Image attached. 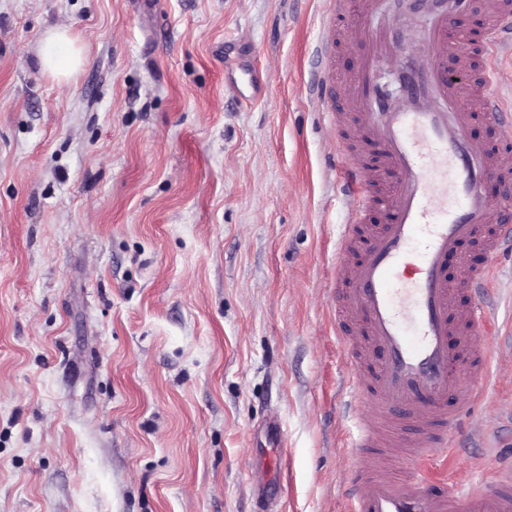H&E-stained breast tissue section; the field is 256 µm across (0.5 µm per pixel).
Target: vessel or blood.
I'll return each instance as SVG.
<instances>
[{"label": "vessel or blood", "instance_id": "obj_1", "mask_svg": "<svg viewBox=\"0 0 512 512\" xmlns=\"http://www.w3.org/2000/svg\"><path fill=\"white\" fill-rule=\"evenodd\" d=\"M384 2L336 0L323 19L316 82L350 202L337 246L354 261L338 263L332 279L336 338L366 367L345 379L339 402L356 473L346 512H512V466L467 486L428 479L429 462L447 456L490 377L478 338L497 312L480 292L494 260L512 249V208L487 190L512 156V89L503 90L496 63L498 53L512 54V0H494L462 53L448 31L473 0H444L410 51L377 25ZM344 43L372 52L342 75ZM384 58L402 64L401 97L375 77ZM479 112L494 133L482 148L467 134ZM373 210L384 224H366ZM465 240L483 261L460 257L449 270ZM368 406L375 417H365Z\"/></svg>", "mask_w": 512, "mask_h": 512}]
</instances>
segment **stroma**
Segmentation results:
<instances>
[{
  "mask_svg": "<svg viewBox=\"0 0 512 512\" xmlns=\"http://www.w3.org/2000/svg\"><path fill=\"white\" fill-rule=\"evenodd\" d=\"M328 6L0 0V512H345ZM54 25L68 82L38 59ZM482 343L447 478L512 459V329ZM69 31L53 26L46 29L41 40L39 57L42 68L59 81H67L84 61L82 50L75 46Z\"/></svg>",
  "mask_w": 512,
  "mask_h": 512,
  "instance_id": "obj_1",
  "label": "stroma"
}]
</instances>
